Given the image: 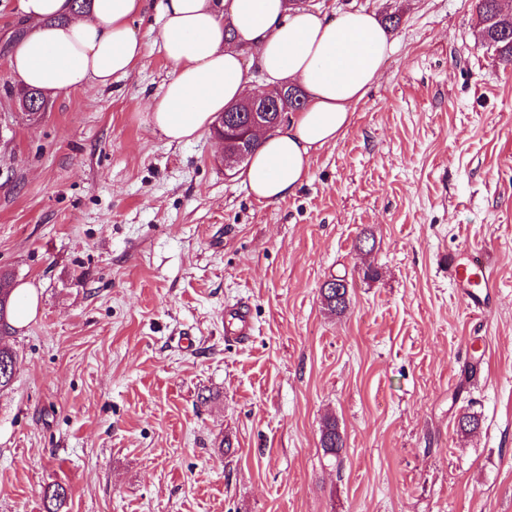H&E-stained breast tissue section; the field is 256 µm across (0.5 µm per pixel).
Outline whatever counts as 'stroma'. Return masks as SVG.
Here are the masks:
<instances>
[{"label": "stroma", "instance_id": "obj_1", "mask_svg": "<svg viewBox=\"0 0 512 512\" xmlns=\"http://www.w3.org/2000/svg\"><path fill=\"white\" fill-rule=\"evenodd\" d=\"M316 6L399 16L394 51L308 181L260 203L212 133L171 144L152 124L156 13L134 24L143 66L48 96L32 124L0 0V269L38 294L6 339L0 512H45L57 484L65 512H512V67L474 0ZM471 248L493 260L482 310L448 277ZM329 281H332L333 283L336 282V284L341 285L343 287V293L340 296L337 295L336 288H325ZM344 283L349 286V283L345 277L334 276L331 277V279L325 281L321 287V297L323 305L330 313L341 314L344 313V311L348 307L349 288H346V285ZM320 445L326 455L337 457L344 447V438L335 419L329 420L323 426Z\"/></svg>", "mask_w": 512, "mask_h": 512}]
</instances>
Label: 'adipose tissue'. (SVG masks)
I'll use <instances>...</instances> for the list:
<instances>
[{"instance_id": "obj_1", "label": "adipose tissue", "mask_w": 512, "mask_h": 512, "mask_svg": "<svg viewBox=\"0 0 512 512\" xmlns=\"http://www.w3.org/2000/svg\"><path fill=\"white\" fill-rule=\"evenodd\" d=\"M151 0H17L28 27L9 59L26 86L66 94L104 88L127 77L147 49L133 24ZM160 40L171 70L149 106L171 143L208 131L219 113L259 90L244 65L251 52L270 83L306 92L287 126L262 133L241 170L260 202L285 200L309 177L314 155L335 144L356 105L394 49L374 14L339 15L295 7L289 0H160Z\"/></svg>"}]
</instances>
